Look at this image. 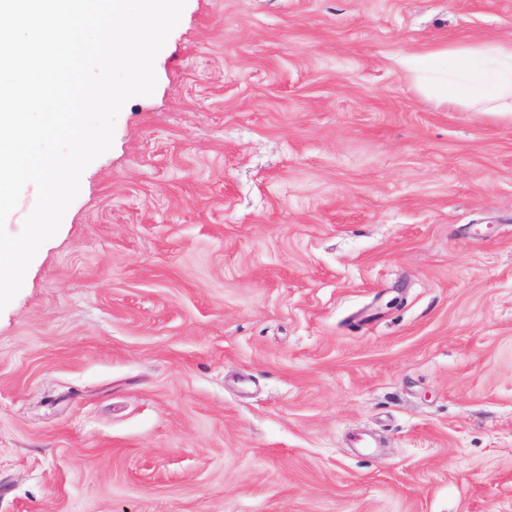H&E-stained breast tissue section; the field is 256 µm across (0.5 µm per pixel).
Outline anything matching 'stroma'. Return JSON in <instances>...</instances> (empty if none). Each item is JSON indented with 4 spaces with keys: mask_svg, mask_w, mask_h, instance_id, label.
Segmentation results:
<instances>
[{
    "mask_svg": "<svg viewBox=\"0 0 512 512\" xmlns=\"http://www.w3.org/2000/svg\"><path fill=\"white\" fill-rule=\"evenodd\" d=\"M484 37L186 0L0 310V512H512V121L402 65Z\"/></svg>",
    "mask_w": 512,
    "mask_h": 512,
    "instance_id": "35a3bbf8",
    "label": "stroma"
}]
</instances>
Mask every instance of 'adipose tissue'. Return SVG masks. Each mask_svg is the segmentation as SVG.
I'll return each instance as SVG.
<instances>
[{"instance_id": "ef3b65f1", "label": "adipose tissue", "mask_w": 512, "mask_h": 512, "mask_svg": "<svg viewBox=\"0 0 512 512\" xmlns=\"http://www.w3.org/2000/svg\"><path fill=\"white\" fill-rule=\"evenodd\" d=\"M404 63L417 92L436 107L512 119V41L437 44Z\"/></svg>"}]
</instances>
